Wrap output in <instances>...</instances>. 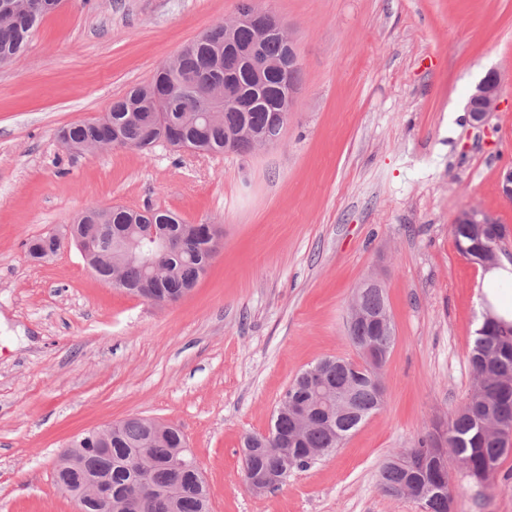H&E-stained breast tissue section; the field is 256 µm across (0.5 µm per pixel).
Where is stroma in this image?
Masks as SVG:
<instances>
[{
	"mask_svg": "<svg viewBox=\"0 0 512 512\" xmlns=\"http://www.w3.org/2000/svg\"><path fill=\"white\" fill-rule=\"evenodd\" d=\"M238 3L62 0L0 66V512H77L53 478L59 450L131 416L183 430L211 512H423L379 476L474 384L483 280L450 226L479 209L512 232L498 186L512 165V0H255L294 37L301 72L278 143L62 148V127L108 112ZM491 70L502 98L477 127L466 105ZM91 206L217 225L218 253L165 307L92 276L74 244L28 257L25 241ZM373 275L395 329L383 408L277 492L252 494L244 436L268 432L303 370L358 360L346 321ZM448 470L453 512H512V453L484 482Z\"/></svg>",
	"mask_w": 512,
	"mask_h": 512,
	"instance_id": "35a3bbf8",
	"label": "stroma"
}]
</instances>
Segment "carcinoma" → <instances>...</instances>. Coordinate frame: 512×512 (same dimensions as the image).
<instances>
[{
    "label": "carcinoma",
    "instance_id": "cac0c4a2",
    "mask_svg": "<svg viewBox=\"0 0 512 512\" xmlns=\"http://www.w3.org/2000/svg\"><path fill=\"white\" fill-rule=\"evenodd\" d=\"M13 2L19 7L13 22L0 23V59H19L42 21V17L31 18L21 10L24 0ZM218 57H224L222 23L188 44L176 66L161 65L149 83L131 88L125 96L113 102L103 117L66 126L61 129L60 136L73 146L89 142L102 149L113 146L112 126L117 125L121 132L118 146L143 150L159 142L157 134L161 126L175 125L188 145L199 146L210 155L244 154L248 152L247 144L233 139L241 124L246 121L255 132L267 133L288 119L290 104L283 96L277 77L270 76L265 82L258 83L249 71L242 69L236 83L243 104L224 108L220 121L191 120L190 112L203 109L206 92L214 84L224 81V66L215 64ZM84 216L85 223L71 230L69 239L76 244L81 239L90 242L101 258L102 281L110 275L111 262L121 264L126 291L130 294L140 288H151L159 297L179 294L183 289L196 285L204 265L211 264L217 254L216 245L194 235L192 225L169 210L89 207ZM140 224L163 225L170 235L185 236L182 249L154 253L155 265L164 270L159 281H146L148 270L138 263L124 260V250L139 237ZM450 231L459 253L476 264L480 263L488 242L470 237L464 224H453ZM356 295L371 316L388 310L382 288H359ZM348 335L359 351L371 345L389 349L394 343L393 335L374 336L370 326L364 323L348 328ZM469 364L474 380L483 382L481 400L472 408V395H467L462 405L450 414L443 429L419 439L417 445L406 449L405 454L415 461L430 460L438 448L444 447L449 457L465 462L468 470L487 478L498 468L501 458L512 450V322L480 324L475 331ZM368 376L367 367L352 361L338 365L334 358L320 360L302 371L285 392L288 398L310 409L311 426L301 449L288 452L286 458L271 452V449L280 447L279 439L287 436L290 428L288 415L275 414L271 431L276 440L263 445L256 435H248L244 439V480L266 470H276L286 482L294 472L305 470L317 462L304 449L320 448L324 458L335 452L346 437L380 409L378 393L369 383ZM351 381L356 383V387L348 410L332 425H326L323 414L314 409L316 388L322 386L334 391L345 388ZM479 412L504 423L508 431L499 437L485 435L478 423ZM149 442L150 433L145 419L131 417L123 420L112 428V446L105 455H91L85 467L70 470L63 478L78 485L84 481L87 472L110 464L112 489L124 491L143 468L142 462L129 457L130 450L144 448ZM184 447L185 437L176 427L166 441H159L152 448L155 458L153 482L160 486L178 484L182 498L174 508L165 495L154 494L149 497L147 512H207L209 493L207 488L199 487L196 470L174 469L169 464V450ZM402 478L395 461H388L381 470L382 491L390 493Z\"/></svg>",
    "mask_w": 512,
    "mask_h": 512
}]
</instances>
